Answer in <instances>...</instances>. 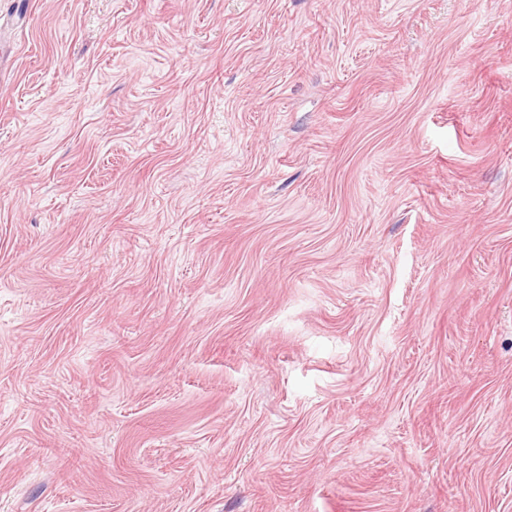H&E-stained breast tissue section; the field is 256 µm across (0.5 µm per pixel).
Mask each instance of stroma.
I'll return each instance as SVG.
<instances>
[{
    "instance_id": "1",
    "label": "stroma",
    "mask_w": 512,
    "mask_h": 512,
    "mask_svg": "<svg viewBox=\"0 0 512 512\" xmlns=\"http://www.w3.org/2000/svg\"><path fill=\"white\" fill-rule=\"evenodd\" d=\"M0 512H512V0H0Z\"/></svg>"
}]
</instances>
